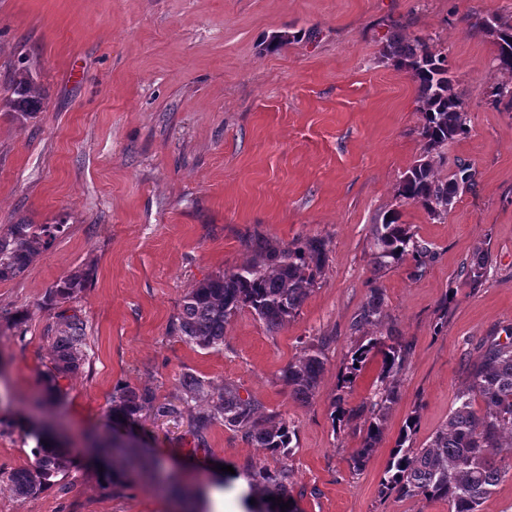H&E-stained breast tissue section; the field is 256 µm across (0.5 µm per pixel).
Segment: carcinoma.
I'll return each instance as SVG.
<instances>
[{"label": "carcinoma", "instance_id": "1", "mask_svg": "<svg viewBox=\"0 0 512 512\" xmlns=\"http://www.w3.org/2000/svg\"><path fill=\"white\" fill-rule=\"evenodd\" d=\"M477 26L495 45L497 70L512 82V22L486 16L478 20ZM384 56L413 75L423 117L420 136L424 142V159L403 174L396 198L418 204L429 216L441 220L454 200L473 185L477 175L475 167L462 160L445 177L439 175L434 164L433 155L470 132L464 104L454 91L448 55L425 39L409 41L394 36L386 44ZM14 94L16 97L9 101V108L17 116L25 118L42 108L41 88L31 77H22ZM58 229V224L38 226L23 221L0 228V281L20 274L39 247L53 238ZM253 251L254 257L247 263L208 277L185 294L175 324L181 340L202 349L222 346L226 325L243 309L251 310L272 331L283 327L298 313L326 267V242L319 237L281 245L257 238ZM409 255L421 263L430 251L414 238L408 225L399 223L398 213L391 211L382 223L373 225L371 264L378 271L403 262ZM491 265L490 253L478 249L461 264L459 280L470 288H479L487 281ZM92 278L93 270L88 268L62 279L50 288L48 300H71ZM383 306L380 289L371 287L354 323L355 329L375 326L383 314ZM85 329L84 321L74 313L64 317L63 327L51 337L53 354L44 375L47 398L60 397L58 379L78 372L85 363ZM371 355L381 358V376L388 384L378 399L351 408L347 406L344 388L354 383ZM407 356L408 345L390 332L369 337L367 343L351 353L342 385L331 397L330 407L335 421L364 418L362 442L349 458V468L354 471L366 465L381 440L389 405L397 398L395 380ZM324 367L321 346L310 343L288 364L282 378L295 399L308 403L318 392ZM178 384L192 398L208 395L204 381L192 373L182 374ZM155 402L153 390L124 385L112 394V419L134 423L154 408ZM218 422L272 455L286 456L292 452L295 430L288 419L263 418L260 405L242 397L232 387H224L217 395L212 410L195 417L196 436L203 437ZM417 425V416L406 418L390 452L380 492L404 499L441 501L448 504V512H480L505 475H512V336L506 342L497 336L481 341L470 367L469 381L457 391L448 419L421 448L414 447ZM31 435L37 441L34 465L16 469L7 477L9 491L18 500L35 497L50 484L51 478L68 470V459L52 436L42 429L31 431ZM93 447L117 462L124 474L156 480V491L172 492L181 499L191 497L190 491L178 487L174 478H160L164 471L162 462L146 457L138 447L96 438ZM290 474L285 466L273 471L247 470L244 503L248 505L252 499L260 502L259 512H302L295 501L285 510L280 508V504L292 498Z\"/></svg>", "mask_w": 512, "mask_h": 512}]
</instances>
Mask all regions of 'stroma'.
<instances>
[{"mask_svg":"<svg viewBox=\"0 0 512 512\" xmlns=\"http://www.w3.org/2000/svg\"><path fill=\"white\" fill-rule=\"evenodd\" d=\"M493 14L512 21V0H0V225L60 227L24 273L0 282V308L26 317L0 320V474L35 460L27 415L62 313L80 315L88 343L63 399L37 412L63 436L67 474L24 501L0 481V512H182L148 479L106 482L95 437L163 458L196 488L193 512H211L216 492L226 512H245L244 467L284 464L302 512H448L379 485L407 416H418L416 446L427 444L480 342L512 329V112L487 104L503 76L475 26ZM396 34L447 53L464 96L470 134L444 147L439 172L461 159L478 176L442 220L396 197L423 153L417 85L383 56ZM21 67L45 104L20 120L5 103ZM392 209L433 251L425 267L373 270L371 228ZM257 236L324 238V273L281 329L245 309L223 347L187 345L172 332L184 294L245 263ZM478 248L492 267L473 289L457 270ZM88 266L94 278L76 299L47 304L56 282ZM373 285L384 293L380 330L410 352L382 439L355 472L364 422L334 426L329 402L364 341L353 323ZM320 339L325 369L305 404L282 372ZM186 371L286 417L288 460L221 424L195 439L192 421L211 402L180 391ZM125 384L154 390L174 413L114 425L112 394Z\"/></svg>","mask_w":512,"mask_h":512,"instance_id":"stroma-1","label":"stroma"}]
</instances>
